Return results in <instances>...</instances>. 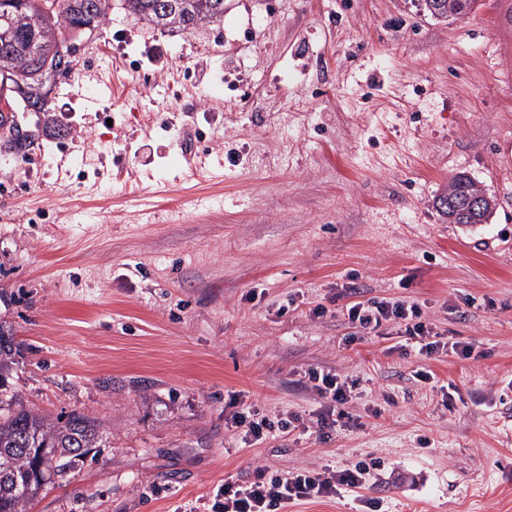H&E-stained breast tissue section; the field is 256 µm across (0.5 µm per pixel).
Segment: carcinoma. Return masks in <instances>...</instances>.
<instances>
[{
    "label": "carcinoma",
    "mask_w": 512,
    "mask_h": 512,
    "mask_svg": "<svg viewBox=\"0 0 512 512\" xmlns=\"http://www.w3.org/2000/svg\"><path fill=\"white\" fill-rule=\"evenodd\" d=\"M57 10L49 13L41 0H9L0 7L8 14L0 18V68L25 70L30 60L27 49L57 40H66L71 27L97 11L96 0H57ZM156 0H126L130 13L154 27L192 32L224 17V0H175L176 16L165 19L155 9ZM431 17L456 21L459 0H418ZM73 69V59L61 54L41 75V88H29L14 95L41 105L44 124L52 121L48 112V86ZM38 134L24 130L14 119L0 113V148L28 157L37 146ZM475 181L464 173L448 179L434 199L437 212L450 224H487L495 212V198L488 194L477 211H468L467 201ZM19 353L14 340L0 339V512H28L29 504L45 488L65 480L84 462L90 452L102 446L105 425L96 418L74 410L51 419L26 407L20 396L8 391V379Z\"/></svg>",
    "instance_id": "carcinoma-1"
}]
</instances>
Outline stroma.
<instances>
[{
    "instance_id": "1",
    "label": "stroma",
    "mask_w": 512,
    "mask_h": 512,
    "mask_svg": "<svg viewBox=\"0 0 512 512\" xmlns=\"http://www.w3.org/2000/svg\"><path fill=\"white\" fill-rule=\"evenodd\" d=\"M75 59L60 133L0 158V325L24 404L110 437L30 512H177L260 467L369 458L364 488L284 512H512V0L451 24L416 0H224L193 34L117 8ZM459 172L489 223L435 210ZM371 298L473 356L357 334L342 309ZM316 367L358 381L351 421L242 446L241 403L316 421Z\"/></svg>"
}]
</instances>
